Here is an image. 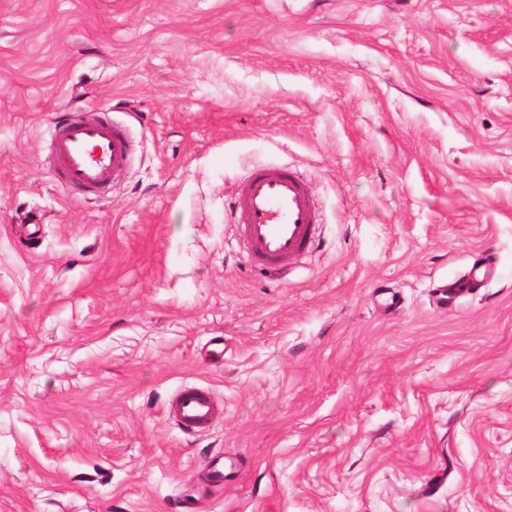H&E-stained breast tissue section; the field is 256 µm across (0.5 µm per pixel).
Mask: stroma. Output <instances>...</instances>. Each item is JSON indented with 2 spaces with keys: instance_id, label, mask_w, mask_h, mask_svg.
<instances>
[{
  "instance_id": "1",
  "label": "stroma",
  "mask_w": 512,
  "mask_h": 512,
  "mask_svg": "<svg viewBox=\"0 0 512 512\" xmlns=\"http://www.w3.org/2000/svg\"><path fill=\"white\" fill-rule=\"evenodd\" d=\"M95 106L103 198L50 165ZM265 166L319 209L279 281L227 209ZM0 512H512V0H0ZM134 141L112 112H68L52 129L53 170L67 188L100 196L132 163ZM168 417L187 434H205L218 414L212 394L197 386L179 388L167 405Z\"/></svg>"
}]
</instances>
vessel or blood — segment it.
<instances>
[{
	"instance_id": "1",
	"label": "vessel or blood",
	"mask_w": 512,
	"mask_h": 512,
	"mask_svg": "<svg viewBox=\"0 0 512 512\" xmlns=\"http://www.w3.org/2000/svg\"><path fill=\"white\" fill-rule=\"evenodd\" d=\"M128 128L108 112H70L52 129L53 170L67 188L104 194L132 163ZM251 262L270 276L311 252L318 242L315 205L303 180L275 167L253 169L229 204ZM167 414L187 434L210 430L218 414L212 394L197 386L179 388Z\"/></svg>"
}]
</instances>
